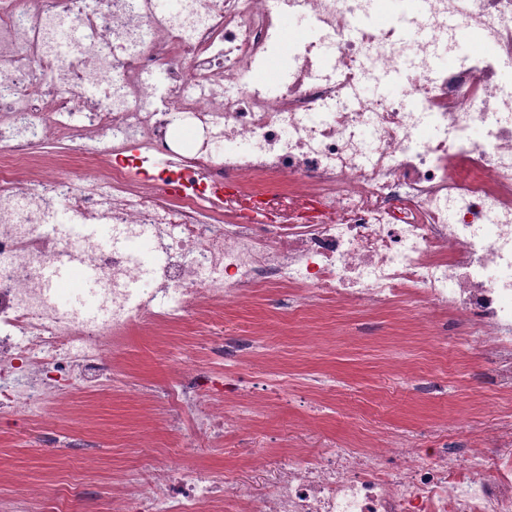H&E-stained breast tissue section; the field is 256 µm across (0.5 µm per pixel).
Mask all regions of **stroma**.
<instances>
[{
	"mask_svg": "<svg viewBox=\"0 0 512 512\" xmlns=\"http://www.w3.org/2000/svg\"><path fill=\"white\" fill-rule=\"evenodd\" d=\"M310 329L325 336L324 347H307L304 335ZM237 336L254 340L252 363L212 359L207 339ZM182 350L194 351L203 372L215 380L238 375L279 387L272 408L248 437L230 436L195 454L210 471H240L255 491L263 481L243 471V454L269 447L274 438L317 455L330 444L357 448L382 433L422 435L457 407L471 408L473 417L455 427V435L472 441L512 418V398L500 392L482 356L461 336L444 350L422 347L405 305L372 312L335 302L288 313L279 308L277 294L249 288L237 307L172 328L166 343L141 332L131 335L121 381L76 394L73 405L52 420L20 421L0 412V501L10 500L21 474L61 487L79 472L82 454L94 452L100 467L84 475L72 507L106 512L126 473L147 469L155 457L183 456L165 409L145 414L125 393L126 383L134 380L158 389L171 384L173 359ZM430 383L437 385L436 393H424ZM146 424L156 433L155 445L140 448L136 435Z\"/></svg>",
	"mask_w": 512,
	"mask_h": 512,
	"instance_id": "stroma-1",
	"label": "stroma"
}]
</instances>
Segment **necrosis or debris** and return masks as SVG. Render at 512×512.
<instances>
[{"label":"necrosis or debris","instance_id":"obj_1","mask_svg":"<svg viewBox=\"0 0 512 512\" xmlns=\"http://www.w3.org/2000/svg\"><path fill=\"white\" fill-rule=\"evenodd\" d=\"M326 42H289L276 93L256 72L288 0H0V409L66 408L119 372L127 338L277 289L287 307L414 303L433 346L470 337L512 389V0H416L392 25L382 0H299ZM88 31L65 39L67 28ZM476 33L481 53L463 52ZM456 58L454 69L438 58ZM167 65L163 108L143 109ZM409 75L405 97L367 94ZM236 95H226V85ZM482 126L480 141L469 138ZM111 139L79 178L32 160L35 142ZM162 156L159 176L144 167ZM63 211L75 231L46 224ZM97 273V315L58 301L48 271ZM450 319L437 324L434 314ZM164 405L186 447L246 435L270 401L262 384L204 385L182 355L177 383L127 387ZM248 391L245 407L230 396ZM422 455L386 435L319 455L256 450L262 494L232 473L157 459L128 473L108 512H512V425L490 441Z\"/></svg>","mask_w":512,"mask_h":512}]
</instances>
